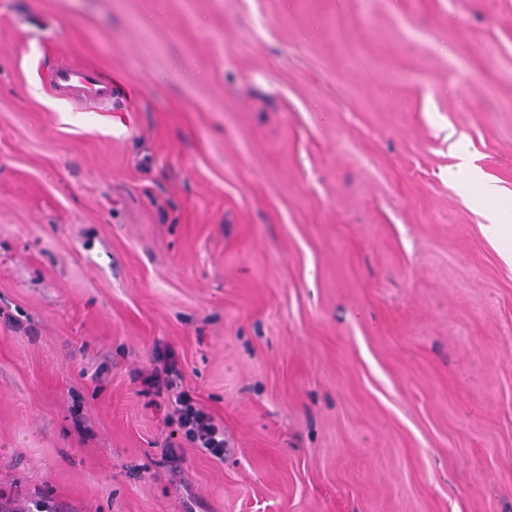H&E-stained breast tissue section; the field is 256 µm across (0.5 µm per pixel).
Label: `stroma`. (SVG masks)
I'll return each mask as SVG.
<instances>
[{
	"instance_id": "1",
	"label": "stroma",
	"mask_w": 512,
	"mask_h": 512,
	"mask_svg": "<svg viewBox=\"0 0 512 512\" xmlns=\"http://www.w3.org/2000/svg\"><path fill=\"white\" fill-rule=\"evenodd\" d=\"M461 141L512 206V0H0V504L512 512ZM167 345L223 459L139 392ZM55 89L83 103L107 111L112 104V83L100 80L94 73L65 67L55 72Z\"/></svg>"
}]
</instances>
